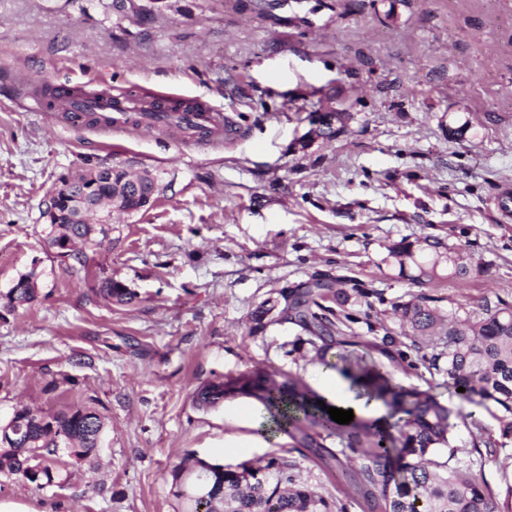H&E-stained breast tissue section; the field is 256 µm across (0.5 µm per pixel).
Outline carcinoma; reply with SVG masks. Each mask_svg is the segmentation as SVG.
<instances>
[{
    "label": "carcinoma",
    "mask_w": 512,
    "mask_h": 512,
    "mask_svg": "<svg viewBox=\"0 0 512 512\" xmlns=\"http://www.w3.org/2000/svg\"><path fill=\"white\" fill-rule=\"evenodd\" d=\"M121 172L112 181L101 180L96 193L109 198L121 192L122 211L136 214L147 197L159 196L160 184L151 173L140 177V184L122 182ZM86 224L50 223L47 242L71 238L82 245L73 262H87L84 247L94 244ZM389 258L399 272L420 284H431L450 276L462 277L468 268L450 248L438 240L424 238L389 249ZM36 274L19 278L5 296L6 306L14 308L36 298ZM342 280L326 276L313 278L300 288L281 292L284 306L274 303L255 315V329L269 324L292 323L310 335L308 343L317 351L322 364L337 346H352L341 328L343 322L330 317L332 309L322 301L330 296L344 303L347 295L339 288ZM96 295L109 303L129 304L135 294L110 277L100 282ZM412 346L430 349L429 367L446 365L448 379L463 387L462 400L493 406L500 412L496 434L484 440L489 453L512 450V304L500 302L480 315L460 318L444 315L419 297L395 306ZM358 396L382 400L406 415L395 432L384 431L357 420L339 424L330 418L318 395L304 380L291 373L256 368L224 381L210 380L194 395L202 408H214L225 398L252 399L263 408L262 426L288 433L293 447L326 466H335L364 499L368 512H500L486 486L473 477L448 469V462L435 456L452 447L458 424L466 420L459 410L439 403L428 392L405 387L395 377L374 364L343 369ZM20 422V433L8 443H0V476L15 477L37 490L62 487L71 473L62 461L66 452L79 460L96 454L105 428V417L95 408L81 405L46 414L29 406H19L11 414ZM340 439L341 448L332 450L327 440ZM201 458L189 456L173 467V495L182 512H198L202 503L210 512H344V506L329 502L318 489L298 482L290 464L277 457L264 468H274L268 479L248 478L249 468L229 466L224 470L198 468Z\"/></svg>",
    "instance_id": "cac0c4a2"
}]
</instances>
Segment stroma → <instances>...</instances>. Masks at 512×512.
<instances>
[{
    "mask_svg": "<svg viewBox=\"0 0 512 512\" xmlns=\"http://www.w3.org/2000/svg\"><path fill=\"white\" fill-rule=\"evenodd\" d=\"M111 3L0 0V295L31 272L38 288L32 306L0 307V420L22 403H88L107 422L93 459H67L69 486L0 476V512H177L170 471L189 453L224 465L279 457L346 512H367L287 434H261L240 401L193 402L219 375L260 367L311 384L324 373L298 327L253 321L316 275L368 291L343 308L346 362L404 374L494 431L411 350L393 305L427 295L463 316L512 304V216L494 204L512 189V0ZM34 83L171 90L231 131L198 146L133 120L108 137L33 111ZM325 112L341 116L332 139L314 132ZM118 162L157 174L163 191L149 210L113 215L86 268L68 269L44 241L48 196ZM427 236L470 274L426 286L401 276L390 247ZM106 277L135 301L96 296ZM442 457L512 512V458L488 454L471 425Z\"/></svg>",
    "mask_w": 512,
    "mask_h": 512,
    "instance_id": "35a3bbf8",
    "label": "stroma"
}]
</instances>
